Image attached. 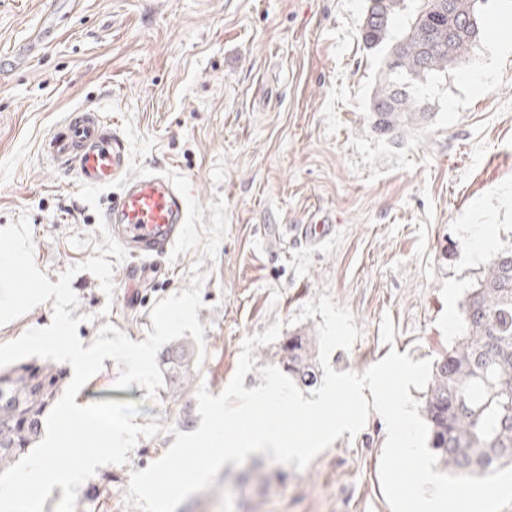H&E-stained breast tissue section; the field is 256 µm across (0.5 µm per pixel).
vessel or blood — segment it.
I'll return each mask as SVG.
<instances>
[{
	"label": "vessel or blood",
	"mask_w": 512,
	"mask_h": 512,
	"mask_svg": "<svg viewBox=\"0 0 512 512\" xmlns=\"http://www.w3.org/2000/svg\"><path fill=\"white\" fill-rule=\"evenodd\" d=\"M50 27L40 22L35 35L16 53L0 56V70L21 68L38 52ZM43 152L72 170L87 185L117 184L105 213L115 237L135 258L132 271L149 279L156 257L182 238L187 222L185 190L170 175L153 173L128 177L129 150L125 138L94 109L74 111L44 141Z\"/></svg>",
	"instance_id": "vessel-or-blood-1"
}]
</instances>
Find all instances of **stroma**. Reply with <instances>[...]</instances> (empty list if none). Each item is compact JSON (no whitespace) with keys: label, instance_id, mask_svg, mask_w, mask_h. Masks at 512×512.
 Listing matches in <instances>:
<instances>
[{"label":"stroma","instance_id":"obj_1","mask_svg":"<svg viewBox=\"0 0 512 512\" xmlns=\"http://www.w3.org/2000/svg\"><path fill=\"white\" fill-rule=\"evenodd\" d=\"M367 0H77L57 34L22 69L0 72V228L27 217L33 256L50 282L95 256L103 236L79 182L42 151L68 112L93 108L132 122L155 141L143 167L184 182L182 241L141 285L114 267L113 298L91 273L71 287L78 336L103 325L145 340L154 304L189 288L190 268L208 277L197 316L205 357L195 382L219 395L244 339L283 321V333H316L322 315L291 325L320 295L347 308L361 335L335 350V371L363 373L390 350L438 362L458 339L461 304L496 254L512 245V50L486 36L469 61L430 82L428 116L401 135L377 131L371 98L384 52L360 38ZM51 0H0V53L26 41ZM490 72L483 89L469 74ZM322 215L334 226L317 245L285 229ZM492 223L493 243L474 255L463 229ZM281 229L277 241L270 232ZM391 317L392 344L380 326ZM113 359L76 404L135 402L134 422H158L129 462L107 465L109 492H77L75 512H137L130 474L197 430L196 392L164 384L155 397L118 389ZM387 427L370 413L304 470L267 455L224 464L208 489L176 512H390L379 480Z\"/></svg>","mask_w":512,"mask_h":512}]
</instances>
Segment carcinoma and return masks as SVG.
<instances>
[{
    "label": "carcinoma",
    "mask_w": 512,
    "mask_h": 512,
    "mask_svg": "<svg viewBox=\"0 0 512 512\" xmlns=\"http://www.w3.org/2000/svg\"><path fill=\"white\" fill-rule=\"evenodd\" d=\"M485 0H369L361 39L386 47L385 76L370 106L375 128L396 136L420 114L423 83L470 57L485 37ZM409 10L405 25L394 24ZM466 331L435 366L423 395L430 448L450 474L484 476L512 467V246L501 249L463 302ZM196 347L177 340L162 355L167 377L194 379ZM280 363L297 384H318L315 339L288 336ZM64 373L24 361L0 370V471L12 466L42 435L44 416Z\"/></svg>",
    "instance_id": "obj_1"
}]
</instances>
